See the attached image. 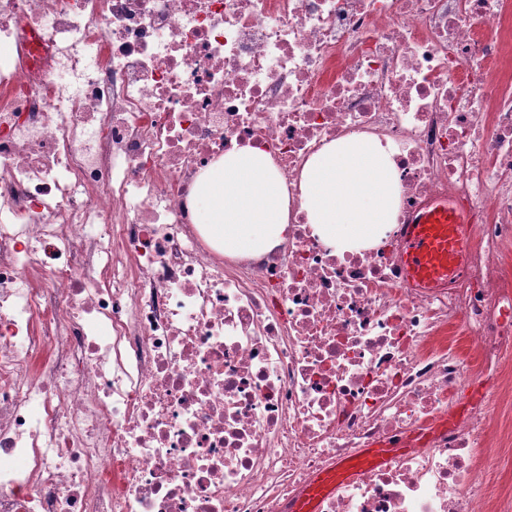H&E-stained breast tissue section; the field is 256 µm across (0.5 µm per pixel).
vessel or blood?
Listing matches in <instances>:
<instances>
[{"label":"vessel or blood","mask_w":512,"mask_h":512,"mask_svg":"<svg viewBox=\"0 0 512 512\" xmlns=\"http://www.w3.org/2000/svg\"><path fill=\"white\" fill-rule=\"evenodd\" d=\"M468 236L469 226L459 208L447 202L433 205L407 227L403 252L407 273L424 285L447 280L463 259ZM358 466L342 461L322 474L299 502L297 512H316L319 499L337 482L358 474Z\"/></svg>","instance_id":"1"}]
</instances>
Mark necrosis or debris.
Here are the masks:
<instances>
[{"label": "necrosis or debris", "mask_w": 512, "mask_h": 512, "mask_svg": "<svg viewBox=\"0 0 512 512\" xmlns=\"http://www.w3.org/2000/svg\"><path fill=\"white\" fill-rule=\"evenodd\" d=\"M501 0H0V512H512V52ZM395 148L399 210L339 254L300 210L307 160ZM251 146L290 232L213 248L198 175ZM450 198L448 284L403 265ZM469 225L449 202L433 205L409 224L403 261L407 273L424 285L447 280L463 259ZM362 462L359 466H355L348 462L340 461L332 470L322 474L308 489L303 499L297 505L298 512H316L319 499L330 493L336 483L358 474L363 468L369 464L379 465L384 461L383 456L379 453L365 454L361 453Z\"/></svg>", "instance_id": "necrosis-or-debris-1"}]
</instances>
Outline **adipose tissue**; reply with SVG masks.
Returning a JSON list of instances; mask_svg holds the SVG:
<instances>
[{
  "instance_id": "ef3b65f1",
  "label": "adipose tissue",
  "mask_w": 512,
  "mask_h": 512,
  "mask_svg": "<svg viewBox=\"0 0 512 512\" xmlns=\"http://www.w3.org/2000/svg\"><path fill=\"white\" fill-rule=\"evenodd\" d=\"M300 210L338 252L377 245L395 222L392 150L374 136H347L305 164ZM197 217L226 255H262L288 234L287 187L270 156L245 146L225 154L196 185Z\"/></svg>"
}]
</instances>
